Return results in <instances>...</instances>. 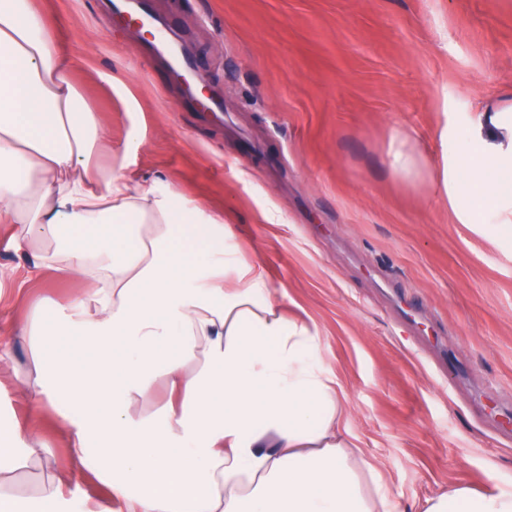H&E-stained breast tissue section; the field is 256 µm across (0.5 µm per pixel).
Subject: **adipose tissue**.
<instances>
[{"label": "adipose tissue", "instance_id": "ef3b65f1", "mask_svg": "<svg viewBox=\"0 0 512 512\" xmlns=\"http://www.w3.org/2000/svg\"><path fill=\"white\" fill-rule=\"evenodd\" d=\"M33 0H0V251L88 283L36 305L15 332L38 344L22 384L64 403L77 457L96 453L121 512H406L356 446L321 338L288 317L266 269L227 230L125 166ZM460 223L512 239V91L445 161ZM163 384L159 415L142 408ZM417 512H512L495 473Z\"/></svg>", "mask_w": 512, "mask_h": 512}]
</instances>
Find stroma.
<instances>
[{
    "mask_svg": "<svg viewBox=\"0 0 512 512\" xmlns=\"http://www.w3.org/2000/svg\"><path fill=\"white\" fill-rule=\"evenodd\" d=\"M35 4L83 57L76 80L112 125L113 161L228 224L229 246L317 330L352 435L406 503L482 487L489 471L512 491V241L457 223L440 174L512 86V0H152L220 120L105 0ZM0 273L14 277L0 295V437L31 431L12 494L34 512L59 477L71 512H119L18 382L36 339L15 324L86 283L26 275L2 253Z\"/></svg>",
    "mask_w": 512,
    "mask_h": 512,
    "instance_id": "obj_1",
    "label": "stroma"
}]
</instances>
